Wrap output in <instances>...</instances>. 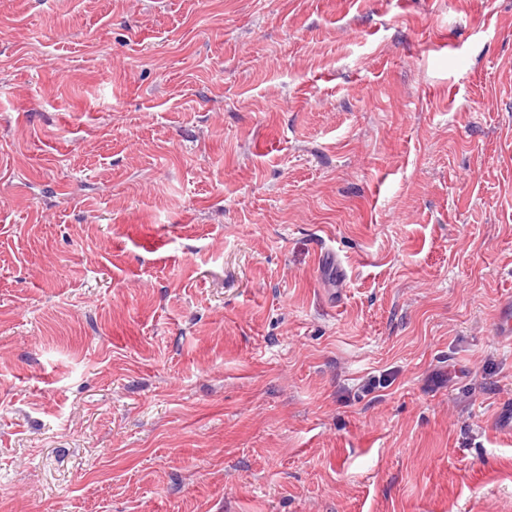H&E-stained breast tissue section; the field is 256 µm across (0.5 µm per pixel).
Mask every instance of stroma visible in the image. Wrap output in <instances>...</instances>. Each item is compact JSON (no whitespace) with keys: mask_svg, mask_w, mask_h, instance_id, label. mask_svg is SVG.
<instances>
[{"mask_svg":"<svg viewBox=\"0 0 512 512\" xmlns=\"http://www.w3.org/2000/svg\"><path fill=\"white\" fill-rule=\"evenodd\" d=\"M512 0H0V512H512Z\"/></svg>","mask_w":512,"mask_h":512,"instance_id":"obj_1","label":"stroma"}]
</instances>
